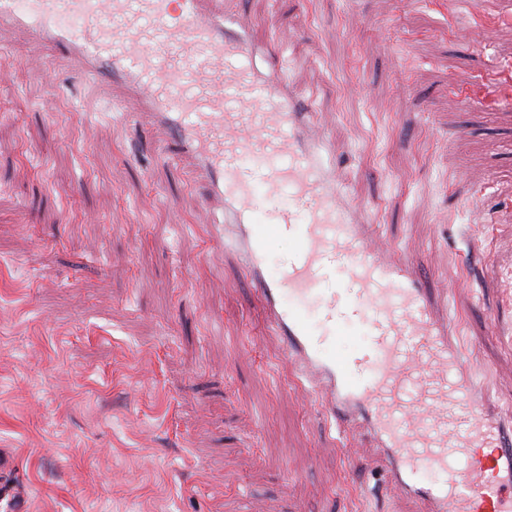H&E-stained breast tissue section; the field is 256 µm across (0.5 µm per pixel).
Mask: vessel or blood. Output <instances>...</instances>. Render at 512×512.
Masks as SVG:
<instances>
[{
  "label": "vessel or blood",
  "mask_w": 512,
  "mask_h": 512,
  "mask_svg": "<svg viewBox=\"0 0 512 512\" xmlns=\"http://www.w3.org/2000/svg\"><path fill=\"white\" fill-rule=\"evenodd\" d=\"M3 27L58 49L83 81L122 87L167 134L204 205L218 207L210 235L238 252L290 367L330 420L367 428L396 497L423 512H512V425L486 411L458 322L399 251L376 250L368 209L338 175L279 47L257 71L240 19L214 0H0ZM273 234L296 243L276 277ZM336 269L342 283L322 289ZM340 319L367 339L351 359L320 350Z\"/></svg>",
  "instance_id": "b4317fda"
}]
</instances>
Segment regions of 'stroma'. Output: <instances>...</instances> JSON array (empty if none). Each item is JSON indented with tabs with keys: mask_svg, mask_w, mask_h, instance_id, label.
Wrapping results in <instances>:
<instances>
[{
	"mask_svg": "<svg viewBox=\"0 0 512 512\" xmlns=\"http://www.w3.org/2000/svg\"><path fill=\"white\" fill-rule=\"evenodd\" d=\"M332 140L382 245L459 318L512 417L489 315L512 255V0H227ZM173 146L0 34V485L29 512H420L296 383Z\"/></svg>",
	"mask_w": 512,
	"mask_h": 512,
	"instance_id": "stroma-1",
	"label": "stroma"
}]
</instances>
